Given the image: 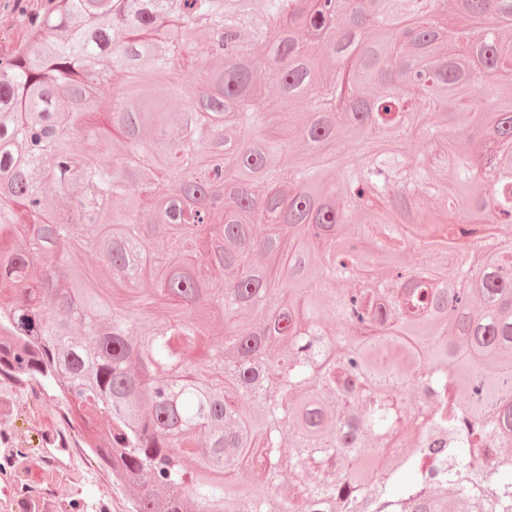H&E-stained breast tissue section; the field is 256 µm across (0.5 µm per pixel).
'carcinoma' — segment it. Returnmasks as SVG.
I'll return each mask as SVG.
<instances>
[{"mask_svg": "<svg viewBox=\"0 0 512 512\" xmlns=\"http://www.w3.org/2000/svg\"><path fill=\"white\" fill-rule=\"evenodd\" d=\"M50 2L0 50V375L130 512H512V0H390L345 86L324 0Z\"/></svg>", "mask_w": 512, "mask_h": 512, "instance_id": "cac0c4a2", "label": "carcinoma"}]
</instances>
